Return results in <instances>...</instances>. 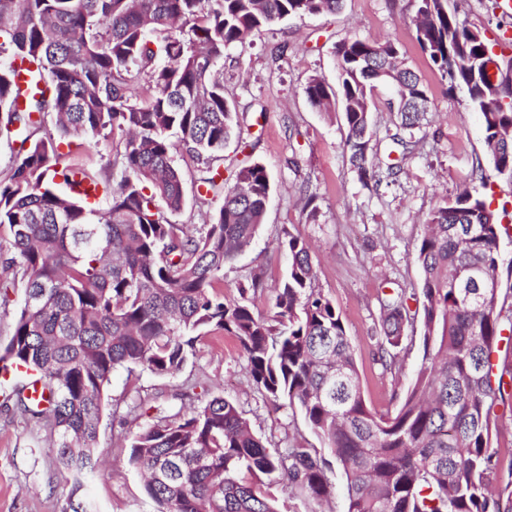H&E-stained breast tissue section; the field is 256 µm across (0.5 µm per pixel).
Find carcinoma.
<instances>
[{
	"mask_svg": "<svg viewBox=\"0 0 512 512\" xmlns=\"http://www.w3.org/2000/svg\"><path fill=\"white\" fill-rule=\"evenodd\" d=\"M342 0H0V132H28L0 180V233L12 257L0 264V295L22 285L0 375H25L3 396L29 419L47 421L57 465L75 489L95 471L104 394L120 368L156 375L182 369L203 335L225 331L244 350L253 385L298 405L344 480L347 512H512V467L503 476L501 408L512 409L509 294L481 288L497 277L501 225L483 196L465 189L434 208L417 244L423 355L392 411L366 404L351 337L334 303L316 288L308 244L285 233L289 263L273 313L255 307L261 277L226 300L218 290L255 238L272 191L248 162L224 178L235 112L224 97V54L248 34L292 15L332 13ZM423 53L480 112L494 171L512 179V63L502 69L481 34L446 0H411ZM340 88L317 76L305 88L324 112L341 103L349 161L380 182L368 150L367 88L400 87L401 127L427 111V89L401 66L389 41L350 37L334 46ZM36 64L24 87L18 64ZM491 63L495 79L475 76ZM54 131L36 136L47 116ZM114 141L96 175L65 163L61 145ZM199 165L195 203L222 197L190 232L171 216L186 205L173 150ZM121 168L113 183L112 167ZM101 188L89 202L75 192ZM406 291L380 299L374 337L387 369L408 339ZM40 385V398L28 394ZM129 464L157 512H282L257 487L266 475L316 501L334 496L331 461L297 445L272 451L236 404L221 396L186 414L159 415L132 437Z\"/></svg>",
	"mask_w": 512,
	"mask_h": 512,
	"instance_id": "carcinoma-1",
	"label": "carcinoma"
}]
</instances>
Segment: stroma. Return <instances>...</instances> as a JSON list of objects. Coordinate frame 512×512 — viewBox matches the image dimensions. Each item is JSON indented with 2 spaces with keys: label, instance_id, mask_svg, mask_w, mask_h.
<instances>
[{
  "label": "stroma",
  "instance_id": "1",
  "mask_svg": "<svg viewBox=\"0 0 512 512\" xmlns=\"http://www.w3.org/2000/svg\"><path fill=\"white\" fill-rule=\"evenodd\" d=\"M449 10L481 32L503 60L512 59V15L496 0H447ZM409 0H343L340 11L289 17L250 35L224 59V95L239 118L241 139L224 149L221 169L231 175L243 162L262 163L272 180L265 220L254 240L224 271L225 298L256 271L265 289L256 304L268 312L273 288L287 266L278 248L284 233L309 243L317 286L342 316L353 340L365 399L376 410H394L421 362L413 342L400 353L396 370H386L372 338L378 299L393 288L420 291L416 259L423 218L464 189L478 187L501 213V290L512 289V179L488 164L480 116L462 88H451L416 41ZM347 36L391 41L420 77L429 110L419 128L399 126L392 110L397 94L375 84L368 94L375 136L369 159L383 168L393 149L392 134L415 142L393 178L362 182L349 162L343 112H321L306 96L309 77L339 82L333 55ZM220 395L234 401L268 448L301 443L322 448L298 407L269 402L253 386L246 357L235 337L211 333L197 342L176 375L139 368L119 370L106 390L99 424V452L105 466L73 492L71 477L55 463L50 430L0 408V512H70L71 497L89 512H153L138 472L129 466L131 439L157 411L191 410Z\"/></svg>",
  "mask_w": 512,
  "mask_h": 512
}]
</instances>
